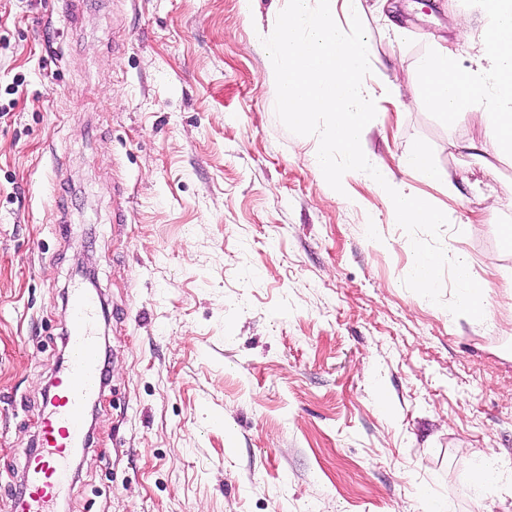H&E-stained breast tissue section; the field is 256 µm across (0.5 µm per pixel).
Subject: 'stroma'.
<instances>
[{
  "mask_svg": "<svg viewBox=\"0 0 512 512\" xmlns=\"http://www.w3.org/2000/svg\"><path fill=\"white\" fill-rule=\"evenodd\" d=\"M358 0L367 159L448 216L486 321L403 284L408 235L338 198L275 112L271 0H0V512L90 272L107 382L59 512H512V154L418 105L458 0ZM454 193L405 170L411 144ZM495 471L475 487L478 461Z\"/></svg>",
  "mask_w": 512,
  "mask_h": 512,
  "instance_id": "stroma-1",
  "label": "stroma"
}]
</instances>
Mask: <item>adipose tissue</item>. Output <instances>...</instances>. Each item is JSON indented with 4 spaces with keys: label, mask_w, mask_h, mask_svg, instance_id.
Here are the masks:
<instances>
[{
    "label": "adipose tissue",
    "mask_w": 512,
    "mask_h": 512,
    "mask_svg": "<svg viewBox=\"0 0 512 512\" xmlns=\"http://www.w3.org/2000/svg\"><path fill=\"white\" fill-rule=\"evenodd\" d=\"M485 51L466 77H459L447 46L435 44L418 61L420 99L448 120L483 107L478 118L494 131L497 152L512 153V0H481Z\"/></svg>",
    "instance_id": "ef3b65f1"
}]
</instances>
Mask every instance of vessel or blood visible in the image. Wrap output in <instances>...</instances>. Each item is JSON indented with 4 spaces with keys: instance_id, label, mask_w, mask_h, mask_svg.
Returning a JSON list of instances; mask_svg holds the SVG:
<instances>
[{
    "instance_id": "vessel-or-blood-1",
    "label": "vessel or blood",
    "mask_w": 512,
    "mask_h": 512,
    "mask_svg": "<svg viewBox=\"0 0 512 512\" xmlns=\"http://www.w3.org/2000/svg\"><path fill=\"white\" fill-rule=\"evenodd\" d=\"M69 355L43 400L39 450L30 455L24 490L10 501V512H56L71 476V463L86 443V411L104 386L101 349L96 334L98 302L92 292L75 289Z\"/></svg>"
}]
</instances>
